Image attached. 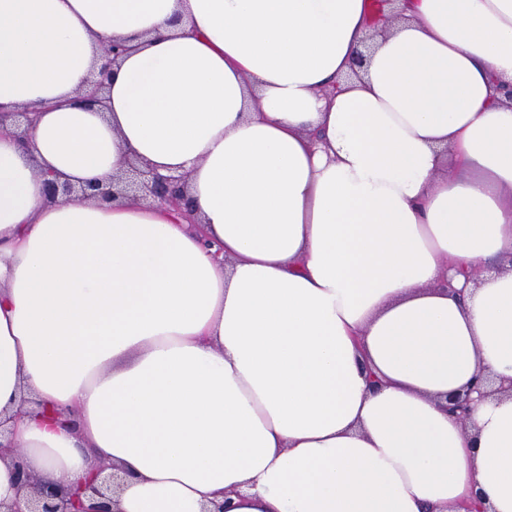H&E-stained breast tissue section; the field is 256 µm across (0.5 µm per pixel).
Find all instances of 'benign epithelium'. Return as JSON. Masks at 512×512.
Returning a JSON list of instances; mask_svg holds the SVG:
<instances>
[{
    "instance_id": "1",
    "label": "benign epithelium",
    "mask_w": 512,
    "mask_h": 512,
    "mask_svg": "<svg viewBox=\"0 0 512 512\" xmlns=\"http://www.w3.org/2000/svg\"><path fill=\"white\" fill-rule=\"evenodd\" d=\"M109 72L101 70L97 78L86 91L84 100L91 106L102 104ZM187 180L185 174L163 175L155 171L141 158L128 163L127 170L108 183L88 182L76 186L56 179L46 180V191L50 200L71 201L73 199L112 202L117 199L133 201H154L168 205L178 212L189 211L190 201L187 197ZM503 391V388H489V379L480 377L477 382L451 399L449 410L467 418L472 394L488 397ZM8 458L12 463L15 481L23 500L5 506L0 512H114L112 494L118 487L117 473H106L109 466L102 465L83 483L68 486L63 483L44 485L26 469L23 452L18 448L0 443V460Z\"/></svg>"
}]
</instances>
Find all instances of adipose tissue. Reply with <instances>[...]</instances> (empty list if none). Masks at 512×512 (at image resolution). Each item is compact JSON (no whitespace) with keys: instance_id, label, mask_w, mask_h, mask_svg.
Returning a JSON list of instances; mask_svg holds the SVG:
<instances>
[{"instance_id":"obj_1","label":"adipose tissue","mask_w":512,"mask_h":512,"mask_svg":"<svg viewBox=\"0 0 512 512\" xmlns=\"http://www.w3.org/2000/svg\"><path fill=\"white\" fill-rule=\"evenodd\" d=\"M372 11L0 0V109L36 117L0 134V443L36 478L119 465L117 512H512V396L445 408L512 378V0H411L354 77ZM134 154L193 221L46 194ZM489 383V379L479 377L477 382L473 385V387H468V389L465 390L463 393L457 394L454 398L450 400L451 402L448 409L451 410L453 413L458 414L459 417H461L462 419H466L469 414L470 405L474 400L472 398L473 393H477L479 397L482 398L504 391V387L502 385L499 388L488 390Z\"/></svg>"}]
</instances>
